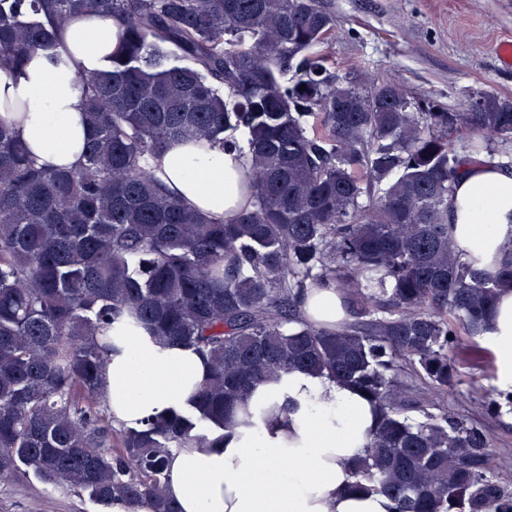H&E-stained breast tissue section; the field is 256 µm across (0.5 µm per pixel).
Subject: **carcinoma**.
<instances>
[{
    "label": "carcinoma",
    "instance_id": "cac0c4a2",
    "mask_svg": "<svg viewBox=\"0 0 512 512\" xmlns=\"http://www.w3.org/2000/svg\"><path fill=\"white\" fill-rule=\"evenodd\" d=\"M88 17L119 33L81 77L84 162L39 165L0 115V478L28 469L108 507L182 512L165 491L170 450L223 442L250 424L256 386L300 371L378 410L353 490L395 512H512L488 432L433 400L417 417L404 404L411 374L436 394L455 385L457 328L486 335L512 291V234L466 260L448 223L479 162L454 135L511 143L512 100L421 112L391 81L337 78L319 0H0V71ZM176 143L244 154L235 218L193 210L154 175L149 159ZM329 286L352 317L336 328L301 313ZM121 321L209 367L186 407L138 429L106 402V329Z\"/></svg>",
    "mask_w": 512,
    "mask_h": 512
}]
</instances>
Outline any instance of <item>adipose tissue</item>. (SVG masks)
I'll use <instances>...</instances> for the list:
<instances>
[{
	"instance_id": "1",
	"label": "adipose tissue",
	"mask_w": 512,
	"mask_h": 512,
	"mask_svg": "<svg viewBox=\"0 0 512 512\" xmlns=\"http://www.w3.org/2000/svg\"><path fill=\"white\" fill-rule=\"evenodd\" d=\"M114 32L108 20L76 21L56 50L60 65L37 51L17 73H0V112L17 108L20 135L41 164L71 169L82 161L87 123L80 76L103 65L97 41ZM151 164L171 191L207 216L233 219L245 202L241 184L248 167L237 151L173 145ZM448 221L463 253L492 255L512 232V175L469 165L448 203ZM302 311L331 327L347 319L333 288L309 291ZM112 333L120 351L110 360L106 396L117 423L140 427L181 406L203 381L206 366L194 350L159 347L119 325ZM488 338L500 379L511 386L512 292L500 297ZM288 399L297 408L286 420L234 425L220 447L172 450L166 489L183 512H394L386 495L351 489L354 466L377 422L369 401L328 378L291 372L257 388L250 403L259 409Z\"/></svg>"
}]
</instances>
